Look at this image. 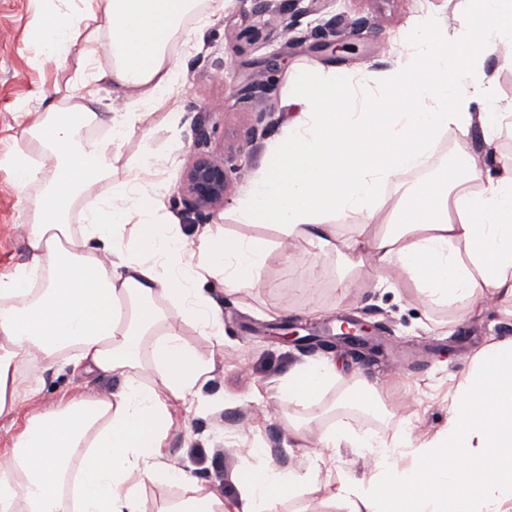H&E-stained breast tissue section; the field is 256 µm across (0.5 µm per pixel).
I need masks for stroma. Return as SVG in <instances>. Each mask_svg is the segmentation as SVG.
Listing matches in <instances>:
<instances>
[{"instance_id": "obj_1", "label": "stroma", "mask_w": 512, "mask_h": 512, "mask_svg": "<svg viewBox=\"0 0 512 512\" xmlns=\"http://www.w3.org/2000/svg\"><path fill=\"white\" fill-rule=\"evenodd\" d=\"M261 6V0H232L191 23L189 45L172 54L179 65L178 91L165 104L144 107L141 121L120 139H113L104 123L86 129L89 136L112 141L113 182L126 179L144 150L153 152L155 165L144 181L188 237L207 226L220 238L277 242L273 225L238 223L235 210L249 177L264 163L267 142L285 123L287 80L298 69H336L378 90L380 98L395 106L404 91L382 87L380 77L411 52L421 18H431L452 44L484 37L480 28L462 24L469 0H303L305 13L299 17L287 0H271L266 13ZM84 7L83 0H0V276L14 274L31 256L18 230V200L36 189L20 188L14 167L22 160H38L40 146L26 140L22 130L32 114L59 108L64 100L80 103L89 77L87 34L77 37L59 63L36 60L33 35L54 10ZM286 20L293 24L287 32L282 29ZM259 74L264 84L258 88L254 78ZM172 112L179 115L178 125L168 119ZM201 127L207 132L203 140L197 135ZM226 144L233 145L231 164L242 168L243 175L234 178L224 207L198 220L184 208L183 172L195 154H216ZM471 154L483 155L487 169L497 170L501 162L512 160V132L502 131L489 143L476 125L465 133L452 125L439 129L427 172H412L406 179L413 185L443 180ZM297 254L311 283L305 291L279 256L262 267L260 287L228 291L221 280L201 282V290L223 312V343L199 335L194 327L177 326L200 358L214 360L215 371L202 388L200 405L175 414L164 451L175 467L222 492L229 505L238 498L239 478L264 460L301 474L325 462L351 479L374 473L371 455L346 446L318 447L320 433L330 427L369 430L386 442L409 427L417 444L445 433L450 395L469 357L489 342L512 338V316L503 305L472 313L460 303L434 308L406 280L379 288L369 268H349L339 255L316 257L307 246ZM348 279L356 286L346 293L340 283ZM340 317L374 325L382 351L323 345ZM288 322L307 325L309 341L295 346L275 336V326ZM326 358L341 368L335 383L301 404L277 397V385L296 365ZM40 385L38 394L0 420V458L10 453L31 413L72 396L83 378L64 366L44 374ZM256 448L265 449L266 458L253 456Z\"/></svg>"}]
</instances>
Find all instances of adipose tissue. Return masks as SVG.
<instances>
[{
	"label": "adipose tissue",
	"instance_id": "obj_1",
	"mask_svg": "<svg viewBox=\"0 0 512 512\" xmlns=\"http://www.w3.org/2000/svg\"><path fill=\"white\" fill-rule=\"evenodd\" d=\"M85 2L84 13H54L39 30L40 55L65 59L75 33L93 24L110 48L101 77L133 103L172 97L178 71L168 49L186 36L184 22L199 0ZM465 23L490 41L512 36V0H474ZM419 30L410 59L382 77L406 89L402 108L381 107L332 70L295 73L285 103L298 113L267 143L236 219L368 261L381 286L397 271L432 306L512 303L511 164L487 179L480 157H469L450 181L418 194L416 221L370 237H338L335 217L357 215L367 225L383 210L400 212L402 199L384 200L379 188L402 187L429 132L448 125L465 132L476 123L493 136L512 130V113L471 78L482 44H449L427 21ZM94 104L89 96L69 113L36 114L25 130L40 141L41 160L19 164L16 180L41 190L20 200L30 262L0 278V419L14 413L22 398L18 375L31 367L43 372L63 360L88 377L120 376L122 385L84 388L28 418L0 465V512H144L145 483L170 479L182 494L160 512H275L285 498L316 492L351 500L353 512H512V338L470 357L443 436L416 447L403 432L388 447L344 426L320 434L319 447L344 444L377 456L368 482L266 463L239 482L230 507L216 488L177 472L162 451L171 407L191 408L214 365L197 357L172 322L222 339L221 312L196 281L219 276L231 291L255 283L272 247L261 239L219 241L205 229L194 240L172 228L160 232L162 204L141 182L154 165L149 150L125 181L113 183L110 204L70 223L74 201L111 181L113 167L111 145L79 138L78 128L107 120L119 132L141 118L130 107L108 115ZM337 376L328 362L299 365L278 392L300 403ZM411 448L427 460L425 472L400 469Z\"/></svg>",
	"mask_w": 512,
	"mask_h": 512
}]
</instances>
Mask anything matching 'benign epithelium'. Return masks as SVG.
Returning a JSON list of instances; mask_svg holds the SVG:
<instances>
[{"label":"benign epithelium","mask_w":512,"mask_h":512,"mask_svg":"<svg viewBox=\"0 0 512 512\" xmlns=\"http://www.w3.org/2000/svg\"><path fill=\"white\" fill-rule=\"evenodd\" d=\"M227 160L209 154H198L185 169L180 191L185 209L201 217H209L224 207L232 183ZM369 330L356 319H345L335 340L347 344L366 345Z\"/></svg>","instance_id":"benign-epithelium-1"}]
</instances>
